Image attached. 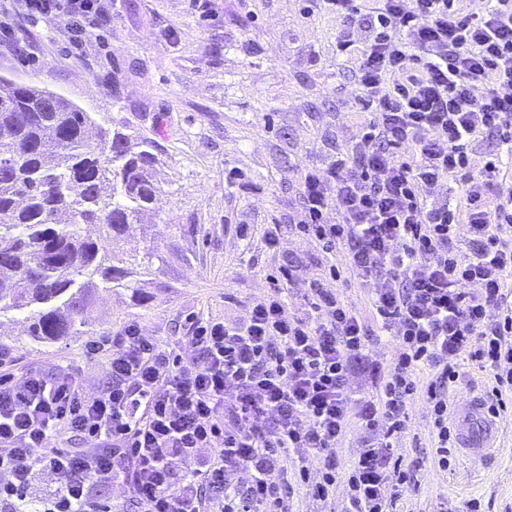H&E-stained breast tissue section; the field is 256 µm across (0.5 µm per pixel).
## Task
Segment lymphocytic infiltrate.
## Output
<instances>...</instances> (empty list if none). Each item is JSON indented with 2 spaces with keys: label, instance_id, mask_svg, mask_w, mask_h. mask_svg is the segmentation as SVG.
I'll use <instances>...</instances> for the list:
<instances>
[{
  "label": "lymphocytic infiltrate",
  "instance_id": "f902f5d3",
  "mask_svg": "<svg viewBox=\"0 0 512 512\" xmlns=\"http://www.w3.org/2000/svg\"><path fill=\"white\" fill-rule=\"evenodd\" d=\"M312 2L343 21L336 52L356 61L367 117L327 169H305L293 229L316 252L344 248L345 267L321 265L292 312L284 287L298 268L285 262L241 323L191 315L170 345L128 322L85 349L107 365L93 395L71 368L23 369L0 349V512H112L98 488L114 483L141 512H209L206 487L223 493L222 512H287L293 480L307 482L310 467L320 472L314 495L328 497L336 444L355 419L365 444L345 512H397L401 495L387 486L414 481L393 461L407 401L424 392L442 470L456 446L445 388L461 355L493 371L491 411L511 407L502 390L512 387V0L480 16L461 0H378L366 14L357 0ZM15 3L29 19L55 17L78 51L107 18L105 0ZM486 135L502 150L472 171L470 151ZM445 180L461 196L433 200ZM350 278L398 342L371 400L350 382L366 369L369 325L325 286ZM424 365L439 371L425 385ZM242 470L250 479L239 487ZM46 472L63 484L42 491Z\"/></svg>",
  "mask_w": 512,
  "mask_h": 512
}]
</instances>
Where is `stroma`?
Here are the masks:
<instances>
[{"instance_id":"1","label":"stroma","mask_w":512,"mask_h":512,"mask_svg":"<svg viewBox=\"0 0 512 512\" xmlns=\"http://www.w3.org/2000/svg\"><path fill=\"white\" fill-rule=\"evenodd\" d=\"M203 18L190 0H108L109 20L75 56L58 22L16 18L20 48L0 47V76L40 82L95 121L152 138L161 186L154 203L113 251L151 247L161 256L145 284L147 305L103 292L91 314L95 336L130 320L144 335L171 344L185 317L242 322L267 277L288 258L303 261L289 284L296 308L305 281L317 273L311 245L285 232L277 250L263 238L268 224L301 217V176L328 167L358 131L355 65L336 53L342 23L306 0H211ZM249 225L248 238L236 227ZM0 339L22 365L46 372L71 367L96 392L106 379L102 360L86 358L87 337L31 347L12 321ZM396 455L414 466L409 512H433L447 496L458 512L481 499L491 512H512V409L502 412L495 455L452 458L448 470L431 459L434 444L423 398L406 406Z\"/></svg>"}]
</instances>
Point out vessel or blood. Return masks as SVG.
<instances>
[{
	"label": "vessel or blood",
	"instance_id": "b4317fda",
	"mask_svg": "<svg viewBox=\"0 0 512 512\" xmlns=\"http://www.w3.org/2000/svg\"><path fill=\"white\" fill-rule=\"evenodd\" d=\"M451 419L458 448L476 461L488 459L500 440L502 421L491 414L485 401L473 394H463L452 405Z\"/></svg>",
	"mask_w": 512,
	"mask_h": 512
}]
</instances>
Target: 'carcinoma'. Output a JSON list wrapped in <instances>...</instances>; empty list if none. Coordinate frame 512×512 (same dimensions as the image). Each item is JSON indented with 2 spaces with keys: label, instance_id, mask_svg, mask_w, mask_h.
Returning <instances> with one entry per match:
<instances>
[{
  "label": "carcinoma",
  "instance_id": "1",
  "mask_svg": "<svg viewBox=\"0 0 512 512\" xmlns=\"http://www.w3.org/2000/svg\"><path fill=\"white\" fill-rule=\"evenodd\" d=\"M93 125L47 87L0 77V319L24 314L22 335L40 346L90 334L102 291L146 301L141 281L159 258L82 231L124 235L159 190L150 139L95 125L92 141Z\"/></svg>",
  "mask_w": 512,
  "mask_h": 512
}]
</instances>
